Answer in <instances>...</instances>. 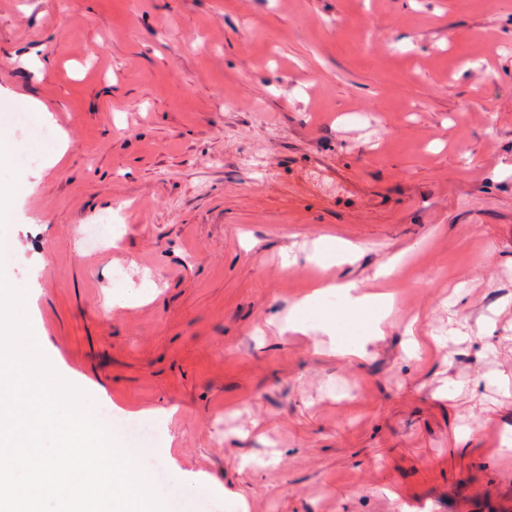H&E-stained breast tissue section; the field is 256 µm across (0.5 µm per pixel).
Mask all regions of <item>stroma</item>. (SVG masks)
Listing matches in <instances>:
<instances>
[{
	"label": "stroma",
	"mask_w": 512,
	"mask_h": 512,
	"mask_svg": "<svg viewBox=\"0 0 512 512\" xmlns=\"http://www.w3.org/2000/svg\"><path fill=\"white\" fill-rule=\"evenodd\" d=\"M0 137L37 341L167 512H512V0H0ZM330 280L382 338L287 330ZM340 290V295L346 308L355 314H361L363 310L374 304H381L384 301L382 295H367L353 283L328 284L322 289L314 291L312 294L304 297L296 306L297 312L316 309L320 298L327 293Z\"/></svg>",
	"instance_id": "1"
}]
</instances>
